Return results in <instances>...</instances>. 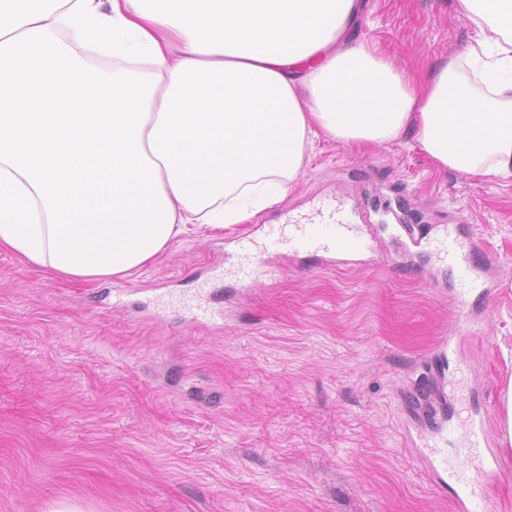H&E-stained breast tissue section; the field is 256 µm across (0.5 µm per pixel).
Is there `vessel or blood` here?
<instances>
[{
    "label": "vessel or blood",
    "instance_id": "vessel-or-blood-1",
    "mask_svg": "<svg viewBox=\"0 0 512 512\" xmlns=\"http://www.w3.org/2000/svg\"><path fill=\"white\" fill-rule=\"evenodd\" d=\"M281 248L292 253H315L322 258L348 262L362 256L368 249V242L354 215L336 204L326 203L316 210L314 217L286 216L283 223L269 225L263 238L247 235L238 238L236 248L238 263L235 277L250 285L258 279L257 257L269 248ZM449 265L458 269L459 299H466L472 282L471 264L460 263L455 240L440 241L437 245ZM181 306L186 310L189 321L198 326L210 324L212 312L203 301L201 293L181 296ZM449 430L444 424H437L431 435V442L420 449L419 455L425 468L436 485L449 488L459 512H485L483 490L496 478V468L488 461V450L480 429L470 428L464 447L448 452Z\"/></svg>",
    "mask_w": 512,
    "mask_h": 512
}]
</instances>
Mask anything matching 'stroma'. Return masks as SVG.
<instances>
[{"label": "stroma", "mask_w": 512, "mask_h": 512, "mask_svg": "<svg viewBox=\"0 0 512 512\" xmlns=\"http://www.w3.org/2000/svg\"><path fill=\"white\" fill-rule=\"evenodd\" d=\"M366 4L360 36L402 68L470 35L455 0ZM331 195L369 212L375 254L330 267L271 250V277L225 276L236 236ZM380 201L427 236L474 238L467 305L427 245L395 262ZM199 288L209 326L155 306ZM511 378L512 179L439 169L409 136L364 153L318 139L283 202L195 229L133 275L69 284L0 253V512H458L411 447L420 395L440 389L453 447L480 420L500 456L487 512H512Z\"/></svg>", "instance_id": "35a3bbf8"}]
</instances>
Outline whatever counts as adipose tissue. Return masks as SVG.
Instances as JSON below:
<instances>
[{
  "mask_svg": "<svg viewBox=\"0 0 512 512\" xmlns=\"http://www.w3.org/2000/svg\"><path fill=\"white\" fill-rule=\"evenodd\" d=\"M457 5L468 43L413 73L363 0H0V251L130 274L278 204L319 136L512 178V0Z\"/></svg>",
  "mask_w": 512,
  "mask_h": 512,
  "instance_id": "obj_1",
  "label": "adipose tissue"
}]
</instances>
